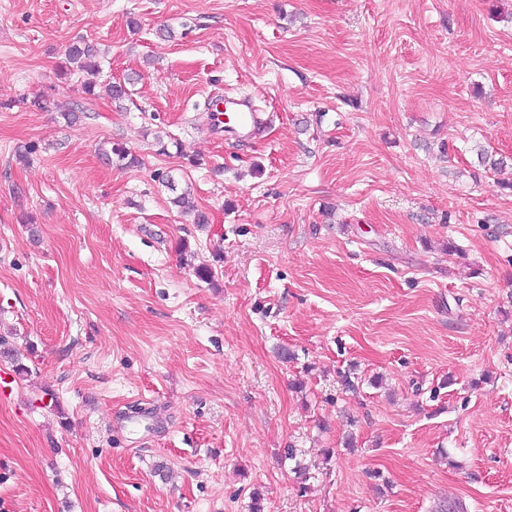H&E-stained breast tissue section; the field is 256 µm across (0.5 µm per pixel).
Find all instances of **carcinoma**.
Here are the masks:
<instances>
[{
	"label": "carcinoma",
	"mask_w": 512,
	"mask_h": 512,
	"mask_svg": "<svg viewBox=\"0 0 512 512\" xmlns=\"http://www.w3.org/2000/svg\"><path fill=\"white\" fill-rule=\"evenodd\" d=\"M66 60L71 74L80 78L79 91L83 99L92 100L98 97L97 89L105 90L109 99L120 102L129 95L126 84L103 79L101 51L97 44L85 39L72 42L66 48ZM107 160L120 166L132 165L138 159L131 151L119 143L112 144L110 151L104 152ZM479 162L490 170L497 171L507 166L505 157L497 158L488 150L481 148L477 152ZM171 204L183 215L192 217L195 224L208 223V216L195 205L190 190L183 189L171 198Z\"/></svg>",
	"instance_id": "cac0c4a2"
}]
</instances>
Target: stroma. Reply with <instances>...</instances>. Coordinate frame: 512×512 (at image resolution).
Returning <instances> with one entry per match:
<instances>
[{"instance_id": "35a3bbf8", "label": "stroma", "mask_w": 512, "mask_h": 512, "mask_svg": "<svg viewBox=\"0 0 512 512\" xmlns=\"http://www.w3.org/2000/svg\"><path fill=\"white\" fill-rule=\"evenodd\" d=\"M81 37L123 105L61 74ZM478 143L512 156V0H0V512H512V169ZM224 133L237 139L249 138L261 120L252 102L247 98H224ZM154 177L159 184H162L165 187H170L171 191L175 193L170 202L182 215L191 216L193 224H208L209 221L207 214L197 208L188 187L181 190L180 193L176 191V188L172 187L174 178L170 171H158L155 173Z\"/></svg>"}]
</instances>
